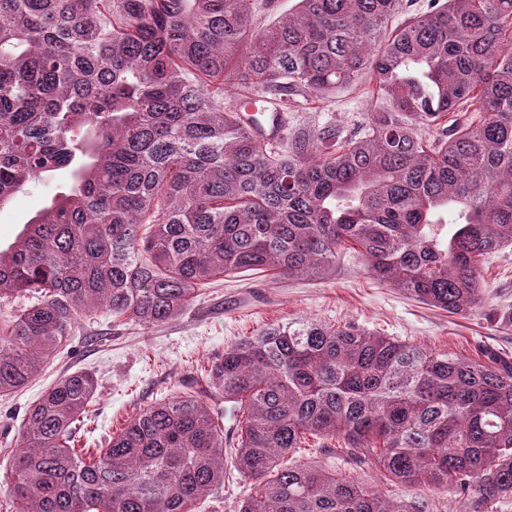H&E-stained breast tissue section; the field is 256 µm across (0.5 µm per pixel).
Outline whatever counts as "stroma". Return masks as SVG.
Here are the masks:
<instances>
[{"mask_svg":"<svg viewBox=\"0 0 512 512\" xmlns=\"http://www.w3.org/2000/svg\"><path fill=\"white\" fill-rule=\"evenodd\" d=\"M371 89L370 75H362L331 98L299 99L288 106V118L311 115L354 131L379 107ZM60 184L56 176L30 185L0 206V249L15 240ZM482 272L489 299L462 314L414 301L375 280L362 258L350 252L334 275L322 279L218 280L160 326L117 323L102 310L83 318L52 364L22 390L0 397V512H12L7 475L26 408L66 374L86 371L97 381L93 402L73 433L76 448L94 450L107 447L113 432L148 405L192 392L227 347L272 325L306 320L355 325L460 357L480 359L489 351L512 361V248L487 257ZM249 493L248 480L234 470L232 459H225L222 492L198 501L194 512H238Z\"/></svg>","mask_w":512,"mask_h":512,"instance_id":"stroma-1","label":"stroma"}]
</instances>
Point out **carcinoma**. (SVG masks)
Instances as JSON below:
<instances>
[{
	"label": "carcinoma",
	"instance_id": "obj_1",
	"mask_svg": "<svg viewBox=\"0 0 512 512\" xmlns=\"http://www.w3.org/2000/svg\"><path fill=\"white\" fill-rule=\"evenodd\" d=\"M0 0V205L70 185L0 250V396L50 363L87 311L157 326L224 274L322 279L344 250L371 276L458 314L487 300L480 264L512 246V0ZM369 74L384 101L345 137L304 120L263 143L256 105L326 98ZM440 132L427 137L432 127ZM207 387L137 413L84 460L69 446L97 382L76 371L25 411L17 512H192L224 486V425L252 480L238 512H430L296 450L314 439L387 481L512 498V364L303 321L224 350ZM254 8L259 12V21L265 24L276 20L295 8L296 0H256ZM267 4V6H265Z\"/></svg>",
	"mask_w": 512,
	"mask_h": 512
}]
</instances>
